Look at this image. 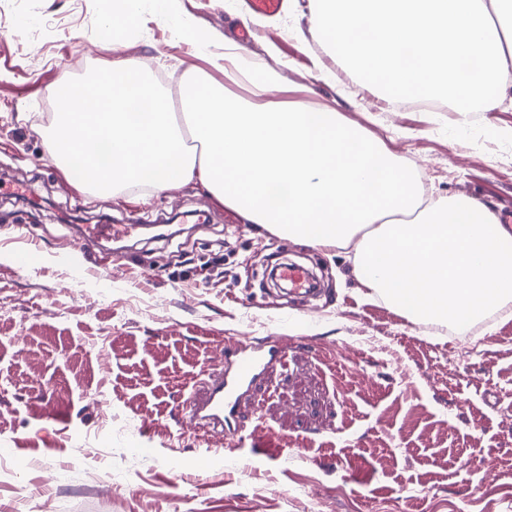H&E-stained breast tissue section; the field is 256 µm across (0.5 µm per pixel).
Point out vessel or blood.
<instances>
[{
	"mask_svg": "<svg viewBox=\"0 0 512 512\" xmlns=\"http://www.w3.org/2000/svg\"><path fill=\"white\" fill-rule=\"evenodd\" d=\"M118 234L117 225H94L80 237L81 249L88 256L100 253ZM287 359L288 339L278 334L247 350L237 345L225 348L222 362L204 371L183 401V434L204 437L224 432L238 444L254 441L258 430L243 417V399L269 369L285 365Z\"/></svg>",
	"mask_w": 512,
	"mask_h": 512,
	"instance_id": "1",
	"label": "vessel or blood"
}]
</instances>
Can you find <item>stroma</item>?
Here are the masks:
<instances>
[{
    "label": "stroma",
    "mask_w": 512,
    "mask_h": 512,
    "mask_svg": "<svg viewBox=\"0 0 512 512\" xmlns=\"http://www.w3.org/2000/svg\"><path fill=\"white\" fill-rule=\"evenodd\" d=\"M310 0L275 17L243 0H145L112 33L103 0H0V512H512V312L466 335L414 325L365 294L346 252L278 237L189 182L97 195L51 156L52 91L135 60L179 102L189 76L228 83L211 55L238 25L284 99L331 108L421 169L430 196L512 212V99L461 118L389 110L386 91L312 31ZM192 28L207 51L188 42ZM121 48H114V41ZM330 72L334 81L320 80ZM26 225L42 246L21 260ZM130 224L107 277L75 225ZM320 277L307 300L275 288V259ZM287 336V368L253 401L271 448L180 432L183 395L225 347Z\"/></svg>",
    "instance_id": "obj_1"
}]
</instances>
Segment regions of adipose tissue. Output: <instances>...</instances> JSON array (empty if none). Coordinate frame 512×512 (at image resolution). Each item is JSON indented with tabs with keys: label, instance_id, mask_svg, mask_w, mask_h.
I'll use <instances>...</instances> for the list:
<instances>
[{
	"label": "adipose tissue",
	"instance_id": "ef3b65f1",
	"mask_svg": "<svg viewBox=\"0 0 512 512\" xmlns=\"http://www.w3.org/2000/svg\"><path fill=\"white\" fill-rule=\"evenodd\" d=\"M512 0H314L317 31L391 92L431 94L447 85L455 110H491L488 89L512 92ZM369 35L354 36L361 23ZM221 69L247 82L248 97L224 84L190 81L179 125L168 97L129 60L107 74L54 91L51 155L62 170L82 161V189L130 184L162 192L199 181L248 224L315 248L355 245L354 269L370 294L401 307L415 324L466 334L512 302V231L487 208L458 196L419 201V184L383 143L346 125L338 112L281 100V75L252 72L239 46ZM192 135L202 154L184 143ZM109 148L99 163L100 145Z\"/></svg>",
	"mask_w": 512,
	"mask_h": 512
}]
</instances>
